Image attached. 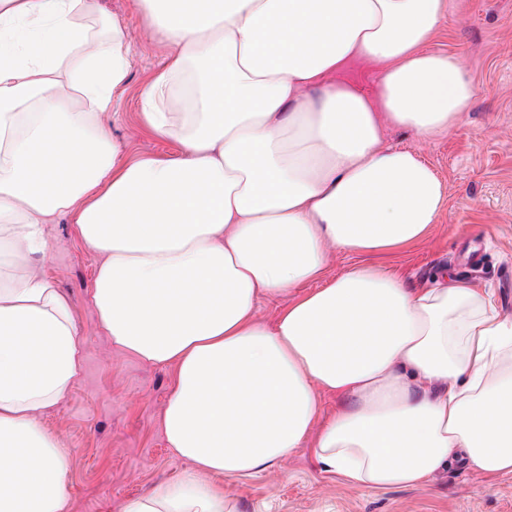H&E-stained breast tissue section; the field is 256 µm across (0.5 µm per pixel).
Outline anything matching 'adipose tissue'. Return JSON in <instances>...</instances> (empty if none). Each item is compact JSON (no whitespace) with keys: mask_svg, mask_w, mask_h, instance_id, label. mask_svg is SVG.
<instances>
[{"mask_svg":"<svg viewBox=\"0 0 512 512\" xmlns=\"http://www.w3.org/2000/svg\"><path fill=\"white\" fill-rule=\"evenodd\" d=\"M137 6L167 48L139 115L169 155L129 157L110 135L132 48L117 23L91 40L99 0H0V512L70 508L69 452L40 417L77 379L83 339L32 264L62 216L100 257L104 334L175 373L163 427L192 469L122 512H238L219 478L299 448L375 491L457 461L512 474V320L445 274L326 276L328 246L382 255L437 221L439 179L384 133L441 134L469 106L456 60L428 48L446 0ZM356 61L379 69L374 96L339 81Z\"/></svg>","mask_w":512,"mask_h":512,"instance_id":"adipose-tissue-1","label":"adipose tissue"}]
</instances>
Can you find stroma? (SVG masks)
<instances>
[{
    "mask_svg": "<svg viewBox=\"0 0 512 512\" xmlns=\"http://www.w3.org/2000/svg\"><path fill=\"white\" fill-rule=\"evenodd\" d=\"M449 9L429 47L452 55L474 87L450 132L420 137L393 127L389 145L414 151L445 189L436 224L419 241L385 258L412 288L449 273L490 293L512 319V0H447ZM96 30L119 22L132 45L128 83L108 117L111 135L129 156L174 151L144 130L138 94L165 54L134 0H100ZM53 246L41 263L68 298L84 341L82 370L61 403L41 416L43 428L68 448L72 512H121L130 498L188 470L167 445L162 416L174 370L140 361L112 345L90 299L97 256L73 235L67 218L50 229ZM224 491L240 512H512V475L495 479L451 466L418 488L357 489L321 472L306 449Z\"/></svg>",
    "mask_w": 512,
    "mask_h": 512,
    "instance_id": "stroma-1",
    "label": "stroma"
}]
</instances>
